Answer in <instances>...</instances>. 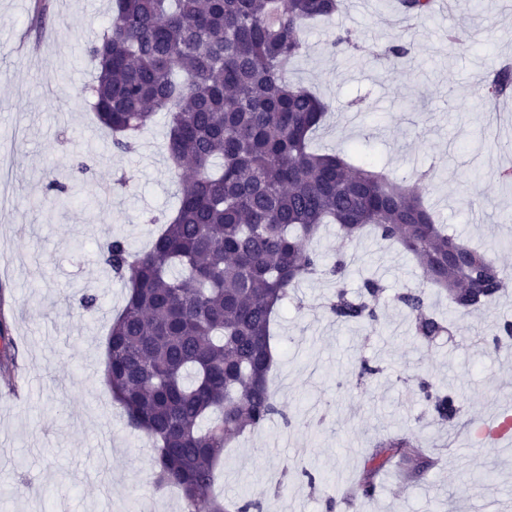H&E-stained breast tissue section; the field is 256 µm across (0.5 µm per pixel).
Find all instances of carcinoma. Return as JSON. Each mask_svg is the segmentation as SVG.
Here are the masks:
<instances>
[{"instance_id":"1","label":"carcinoma","mask_w":512,"mask_h":512,"mask_svg":"<svg viewBox=\"0 0 512 512\" xmlns=\"http://www.w3.org/2000/svg\"><path fill=\"white\" fill-rule=\"evenodd\" d=\"M113 2L88 48L97 72L85 92L115 153L136 152L156 115H166L181 189L150 250L133 253L117 237L100 248L127 288L106 340L105 385L127 425L152 440L155 483L178 487L185 512H263L259 500L227 504L211 489L224 448L284 416L269 388L274 314L301 283L323 276L335 284L326 305L334 321L374 322L386 290L376 277L357 295L345 289L346 255L328 264L311 246L323 225L351 242L370 231L397 244L467 313L485 312L512 271L448 234L417 185L310 148L328 106L286 74L306 52L303 26L339 14L346 0ZM399 6L419 18L432 0ZM489 89L494 99L512 95V69L497 71ZM396 302L421 341L450 333L422 288L403 289ZM485 338L511 348L512 322L492 321ZM0 341V379L13 393L5 322ZM415 391L433 419H458L457 394L422 377ZM399 454L413 463L412 479L432 466L417 440L390 437L367 458L354 497H372L377 475Z\"/></svg>"}]
</instances>
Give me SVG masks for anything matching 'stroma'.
I'll return each mask as SVG.
<instances>
[{"instance_id": "stroma-1", "label": "stroma", "mask_w": 512, "mask_h": 512, "mask_svg": "<svg viewBox=\"0 0 512 512\" xmlns=\"http://www.w3.org/2000/svg\"><path fill=\"white\" fill-rule=\"evenodd\" d=\"M34 0H0V311L16 347L18 393L0 397V512H181L182 499L151 476L153 445L127 426L102 381L105 340L126 288L99 259L113 236L147 249L151 216L177 206L180 186L165 151L167 119L158 115L137 152H113L85 86L94 74L87 54L107 26L110 0H48L43 23ZM461 35L449 44L448 31ZM353 47L335 51L336 34ZM37 52L16 54L21 34ZM308 50L290 78L330 106L312 140L320 151H357L358 161L422 184L424 202L449 234L480 244L512 268V97L489 101L484 87L512 63V0H451L446 12L399 21L396 0H351L332 20L305 27ZM405 41L402 61L387 55ZM87 163L88 172L78 170ZM326 261L351 257L345 283L386 286L378 322H333L324 303L333 282H304L278 316L272 391L291 417L273 418L224 451L214 492L262 502L263 512H512V447L448 442L447 425L424 414L413 391L422 376L460 393L461 423L512 404V351L478 342L489 320L512 321V288L488 314L451 310L427 289L450 335L424 347L394 296L422 285L420 269L398 247L368 235L346 242L328 226L314 243ZM98 297L94 316L76 301ZM367 359L384 372L358 379ZM410 434L439 458L424 479L407 478L408 462L381 471L377 492L353 504L346 490L363 474L374 446ZM317 471L316 485L301 477Z\"/></svg>"}]
</instances>
